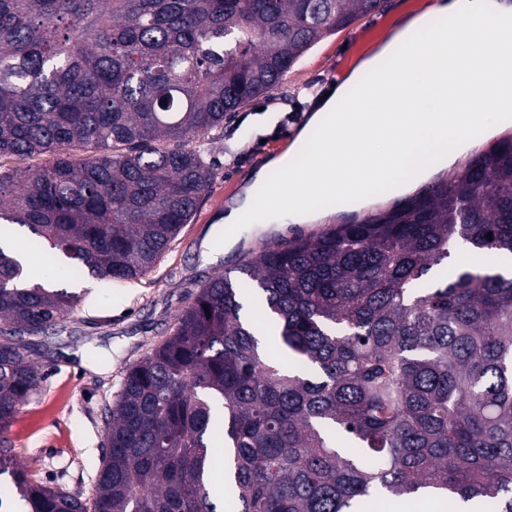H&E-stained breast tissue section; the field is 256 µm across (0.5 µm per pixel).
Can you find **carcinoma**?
Masks as SVG:
<instances>
[{"mask_svg":"<svg viewBox=\"0 0 512 512\" xmlns=\"http://www.w3.org/2000/svg\"><path fill=\"white\" fill-rule=\"evenodd\" d=\"M379 4L0 0V159L53 156L0 170V432L41 390L34 339L77 304L54 277L21 283L16 229L66 282L146 275L210 186L201 136ZM460 242L512 254L511 137L400 207L207 281L127 367L93 496L44 483L1 438L0 475L25 512H367L424 496L512 512V277L448 266Z\"/></svg>","mask_w":512,"mask_h":512,"instance_id":"obj_1","label":"carcinoma"}]
</instances>
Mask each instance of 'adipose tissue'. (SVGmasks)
<instances>
[{"label":"adipose tissue","mask_w":512,"mask_h":512,"mask_svg":"<svg viewBox=\"0 0 512 512\" xmlns=\"http://www.w3.org/2000/svg\"><path fill=\"white\" fill-rule=\"evenodd\" d=\"M368 93L372 111L358 107ZM512 112V0H436L405 15L383 42L318 101L291 147L273 157L276 181L257 171L221 219L253 222L257 195L301 222L334 197L360 209L374 189L403 196L471 149V131L498 129L488 112ZM357 148L368 170H345Z\"/></svg>","instance_id":"ef3b65f1"}]
</instances>
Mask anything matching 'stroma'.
<instances>
[{"label": "stroma", "instance_id": "35a3bbf8", "mask_svg": "<svg viewBox=\"0 0 512 512\" xmlns=\"http://www.w3.org/2000/svg\"><path fill=\"white\" fill-rule=\"evenodd\" d=\"M432 3L383 0L378 13L312 47L269 97L205 136L200 148L213 166V180L191 222L145 277L97 280L78 289L75 323L41 347L43 389L4 433L21 464L51 486L91 496L106 451L105 407L111 405L126 367L164 336L198 288L211 277L235 273L264 245L346 222V215L330 207L325 219L299 224L287 212L264 204L257 209V223L235 228L234 248L225 247L223 236L209 234L247 177L292 141L316 103L315 92L329 91L402 14L427 10Z\"/></svg>", "mask_w": 512, "mask_h": 512}]
</instances>
